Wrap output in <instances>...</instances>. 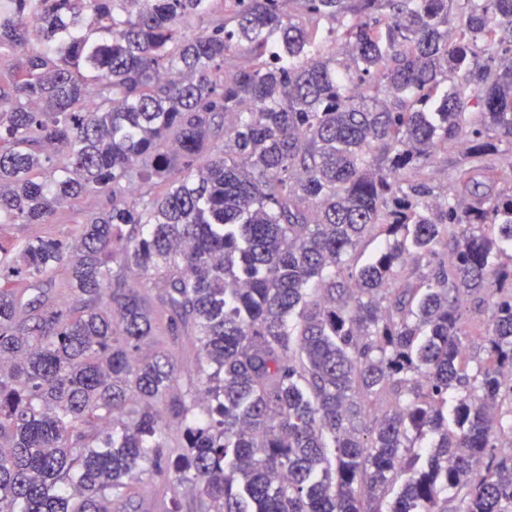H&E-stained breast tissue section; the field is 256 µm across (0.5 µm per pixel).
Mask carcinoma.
Wrapping results in <instances>:
<instances>
[{
  "label": "carcinoma",
  "mask_w": 512,
  "mask_h": 512,
  "mask_svg": "<svg viewBox=\"0 0 512 512\" xmlns=\"http://www.w3.org/2000/svg\"><path fill=\"white\" fill-rule=\"evenodd\" d=\"M226 2L0 0V512H512V0ZM458 157L457 150L448 147V154H441L436 159L437 174L434 181V196L439 199H442L448 193V172L453 171ZM465 310L467 311V320L470 322L466 328L467 336H462V341L472 357V360H480L484 354V343L480 337L471 335L472 325L475 323L487 324L492 315L493 307L490 304L477 306L473 301H468Z\"/></svg>",
  "instance_id": "1"
}]
</instances>
